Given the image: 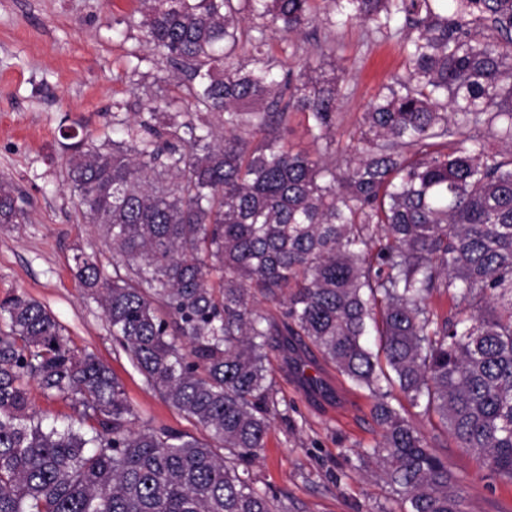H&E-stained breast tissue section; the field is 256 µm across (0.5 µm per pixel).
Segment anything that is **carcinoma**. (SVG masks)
Segmentation results:
<instances>
[{"label":"carcinoma","instance_id":"obj_1","mask_svg":"<svg viewBox=\"0 0 512 512\" xmlns=\"http://www.w3.org/2000/svg\"><path fill=\"white\" fill-rule=\"evenodd\" d=\"M138 2L139 41L200 117L181 121L155 95L131 122L116 102L124 139L71 144L66 182L115 257L110 277L95 249L73 261L114 346L206 438L136 426L110 369L43 304L7 297L0 512H289L240 474L287 418L273 350L316 353L369 393L380 439L356 454L376 460L402 512H462L424 419L512 483V0H328L322 19L312 0ZM318 20L395 31L410 65L331 162L269 133L299 112L333 143L336 76L263 54ZM28 216L1 178L0 224ZM30 380L90 431L45 423Z\"/></svg>","mask_w":512,"mask_h":512}]
</instances>
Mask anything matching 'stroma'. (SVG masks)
I'll list each match as a JSON object with an SVG mask.
<instances>
[{"label":"stroma","instance_id":"35a3bbf8","mask_svg":"<svg viewBox=\"0 0 512 512\" xmlns=\"http://www.w3.org/2000/svg\"><path fill=\"white\" fill-rule=\"evenodd\" d=\"M137 6V0H0V177L14 181L30 202L29 221L0 225V300L23 294L51 310L70 344L94 353L121 381L137 425L199 438L202 430L146 388L114 349L100 307L75 276L76 250H99L107 275L112 252L97 226L84 223L66 184L68 134L103 141L112 135L114 103L123 104L129 119L148 94L177 92L172 69L153 65L137 30L125 25ZM319 47L325 68L345 69L334 130L341 152L376 94L406 76L407 56L400 36L356 23L334 30L317 22L302 35L271 42L268 52L289 54L299 66ZM267 367L292 410L272 423L249 477L286 495L293 512H393L395 495L376 463L355 454L379 438L366 393L320 359L308 372L330 387L325 398L309 395L280 355L270 354ZM447 454L462 512H512V484L490 475L456 442Z\"/></svg>","mask_w":512,"mask_h":512}]
</instances>
